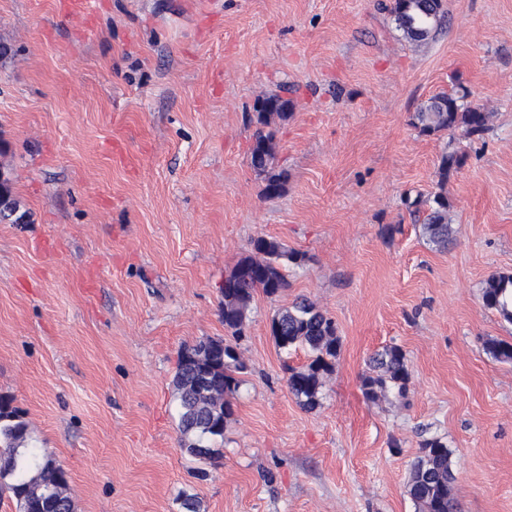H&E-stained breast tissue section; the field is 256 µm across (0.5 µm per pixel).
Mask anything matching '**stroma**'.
I'll use <instances>...</instances> for the list:
<instances>
[{"label":"stroma","instance_id":"35a3bbf8","mask_svg":"<svg viewBox=\"0 0 512 512\" xmlns=\"http://www.w3.org/2000/svg\"><path fill=\"white\" fill-rule=\"evenodd\" d=\"M388 0H0V168L23 223L0 222V399L69 475L74 512H417L409 472L451 451L460 512H512V364L485 351L512 323L482 304L512 273V0H445L426 46ZM468 89L482 139L411 123ZM273 125L274 198L250 164L259 97ZM464 166L439 184L444 152ZM444 192L456 243L427 244L407 205ZM304 253L240 337L224 278L251 238ZM341 348L315 409L289 392L272 317L296 297ZM206 338L246 370L214 463L180 448L173 378ZM400 347L406 396L365 399L367 360ZM205 478H197L198 469ZM266 102V106L262 109L256 110V121L262 127H267L271 123H275L276 120L284 122L288 120L292 107V101L290 99L282 97L280 94H271L263 98Z\"/></svg>","mask_w":512,"mask_h":512}]
</instances>
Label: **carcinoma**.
Returning <instances> with one entry per match:
<instances>
[{
	"instance_id": "cac0c4a2",
	"label": "carcinoma",
	"mask_w": 512,
	"mask_h": 512,
	"mask_svg": "<svg viewBox=\"0 0 512 512\" xmlns=\"http://www.w3.org/2000/svg\"><path fill=\"white\" fill-rule=\"evenodd\" d=\"M388 10L404 37L418 46L438 33L447 14L444 0H394ZM468 96L462 88L430 98L414 113L413 125L425 135L461 128L469 138L483 137L489 130V116L468 103ZM265 102L264 108L256 110V121L262 129L253 135L250 162L264 175L263 194L272 198L285 191L288 174L276 169L274 136L264 128L277 120L287 121L292 101L271 94ZM464 163L465 156L456 151L443 153L437 168L438 183L445 185ZM409 206L416 213L424 212L422 230L430 243L441 250L453 244L446 195L439 192L425 200L418 195ZM303 259V254L273 237L252 238L247 254L224 277V329L236 337L241 335L254 294L261 291L269 297L280 295L288 288L286 267ZM482 303L512 323V274L489 276L482 287ZM271 330L280 350L304 347L313 354L307 367L289 369L287 385L303 407L315 408L322 374L332 368L341 348L334 322L310 300L298 298L277 312ZM485 350L497 362L512 363L511 342L489 340ZM243 370L234 348L222 339L207 338L180 353L174 386L182 451L201 461L216 460L213 444L224 438V429L234 413L231 398L240 385L237 374ZM409 381L405 353L389 346L370 358L361 387L366 399L373 401L386 390L405 394ZM55 465L57 460L47 449L28 441L27 426L16 410L0 400V491L16 501L19 512H74L68 473L52 472ZM453 479L448 446L437 438L424 440L422 455L413 462L408 482V494L421 512H459L450 493Z\"/></svg>"
}]
</instances>
